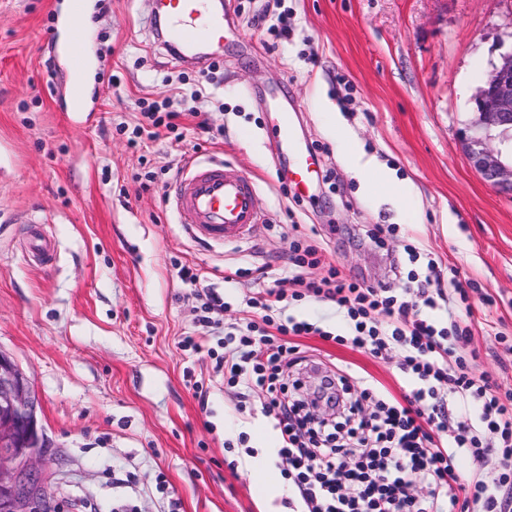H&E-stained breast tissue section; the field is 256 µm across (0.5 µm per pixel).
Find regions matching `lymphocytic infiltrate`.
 <instances>
[{"instance_id": "obj_1", "label": "lymphocytic infiltrate", "mask_w": 512, "mask_h": 512, "mask_svg": "<svg viewBox=\"0 0 512 512\" xmlns=\"http://www.w3.org/2000/svg\"><path fill=\"white\" fill-rule=\"evenodd\" d=\"M289 250L291 294L269 288L249 297L253 315L225 328L222 345L232 355L218 357L216 367L241 398L263 395L296 512H512V399L478 373L471 331L454 320L467 297L462 282L447 297L438 260L412 244L404 247L415 265L409 277L425 282L415 292L367 286L332 265L310 280L304 271L325 265L324 248L294 237ZM307 296L344 314L348 332L337 343L374 357L396 353L410 388L404 399L347 372L322 375L326 393L304 391L307 358L290 339L323 330L286 315L282 303ZM320 406L331 418L316 415ZM479 455L489 457L490 475L463 479L460 460ZM416 480L427 497L410 494Z\"/></svg>"}]
</instances>
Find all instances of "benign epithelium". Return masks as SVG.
Returning a JSON list of instances; mask_svg holds the SVG:
<instances>
[{
  "label": "benign epithelium",
  "instance_id": "1",
  "mask_svg": "<svg viewBox=\"0 0 512 512\" xmlns=\"http://www.w3.org/2000/svg\"><path fill=\"white\" fill-rule=\"evenodd\" d=\"M463 142L481 178L512 198V49L491 63ZM38 407L29 379L0 351V512H44L47 505L45 475L33 464L50 447Z\"/></svg>",
  "mask_w": 512,
  "mask_h": 512
}]
</instances>
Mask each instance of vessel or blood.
Instances as JSON below:
<instances>
[{
	"mask_svg": "<svg viewBox=\"0 0 512 512\" xmlns=\"http://www.w3.org/2000/svg\"><path fill=\"white\" fill-rule=\"evenodd\" d=\"M155 16L163 27V40L184 60L199 64L223 57L225 14L212 0H156ZM273 134L292 156L288 179L296 193H304L318 176L310 151L297 148L294 124L287 108H279ZM187 232L205 243L239 240L261 220L254 180L237 167L221 161H189L168 196ZM27 244L44 263H52L55 249L42 238L35 216L26 219Z\"/></svg>",
	"mask_w": 512,
	"mask_h": 512,
	"instance_id": "obj_1",
	"label": "vessel or blood"
}]
</instances>
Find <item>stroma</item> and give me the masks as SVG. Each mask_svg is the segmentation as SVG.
I'll use <instances>...</instances> for the list:
<instances>
[{"label":"stroma","instance_id":"stroma-1","mask_svg":"<svg viewBox=\"0 0 512 512\" xmlns=\"http://www.w3.org/2000/svg\"><path fill=\"white\" fill-rule=\"evenodd\" d=\"M69 4L0 0V351L39 395L52 512H289L287 479L265 489L249 467L251 455L278 448L274 420L258 395L239 411L209 353L217 338L200 320L203 301L178 270L190 266L223 292L222 320L238 322L259 289L291 293L292 221L367 285H407L405 244L434 253L445 291L456 278L470 284L458 321L471 328L479 370L512 394V352L495 340L512 341V198L462 149L490 64L512 49V0H230L213 73L156 44L152 0H84L92 25L78 113L61 82ZM281 16L291 34L276 42L268 27ZM279 88L321 169L300 201L281 191L288 158L270 134L268 95ZM166 96L183 113L182 141L164 134L128 148L122 129L134 126L139 100ZM193 109L207 115L206 140ZM346 139L375 170L393 172L410 202L367 186ZM190 158L255 178L265 215L255 237L207 244L177 224L167 189ZM27 213L52 240L54 265L37 262L15 232ZM378 225L395 229L382 249L365 239ZM237 267L250 276L225 282ZM286 312L333 334L295 337L316 364L308 383L345 370L404 395L396 355L336 343L346 322L327 304L290 300ZM184 336L205 351H182Z\"/></svg>","mask_w":512,"mask_h":512}]
</instances>
